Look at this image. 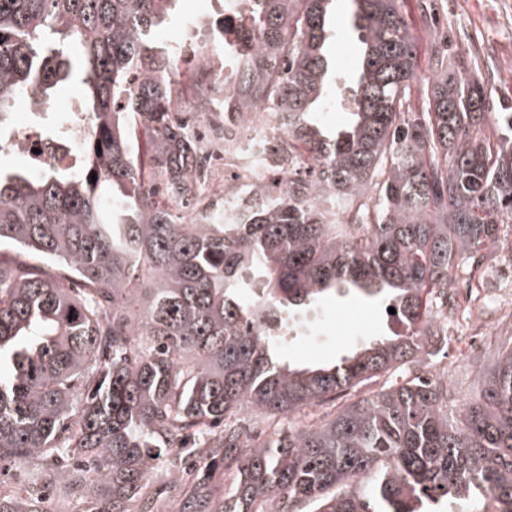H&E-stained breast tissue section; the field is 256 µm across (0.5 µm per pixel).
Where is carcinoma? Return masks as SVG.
<instances>
[{
	"mask_svg": "<svg viewBox=\"0 0 512 512\" xmlns=\"http://www.w3.org/2000/svg\"><path fill=\"white\" fill-rule=\"evenodd\" d=\"M176 0H0V116L58 85L85 86L93 138L71 166L0 167V246L62 261L48 275L0 251V468L40 462L0 512L92 492L95 512H158L151 477L207 460L173 512H512V347L475 360L474 394L408 371L318 425L261 443L230 421L293 415L421 362L455 271L512 224V113L482 133L484 84L417 54L398 0H352L363 45L341 85L328 53L334 0H251L234 39L206 43L245 112H286L259 202L192 223L202 161L156 28ZM347 106L336 130L321 119ZM96 181H91V175ZM336 293L380 300L402 334L296 366L276 327ZM223 435L214 448L207 436ZM233 480L213 500L217 459Z\"/></svg>",
	"mask_w": 512,
	"mask_h": 512,
	"instance_id": "cac0c4a2",
	"label": "carcinoma"
}]
</instances>
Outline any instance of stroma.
<instances>
[{"label":"stroma","instance_id":"stroma-1","mask_svg":"<svg viewBox=\"0 0 512 512\" xmlns=\"http://www.w3.org/2000/svg\"><path fill=\"white\" fill-rule=\"evenodd\" d=\"M416 46L418 73L428 76L436 51L447 50L450 74L480 79L487 91L490 110L484 123L486 132L497 130L501 115L512 112V0H399ZM347 0H339L331 55L340 78H352L360 53L358 34L348 16ZM224 26L222 0H179L175 13L156 33L157 40L196 43L200 35H210ZM293 329L284 354L291 362L312 364L331 361L359 346L365 337L401 331V324L388 318L383 307L341 299L295 314ZM472 331L463 317L451 324L448 345L438 355L421 364L428 374L447 369L448 382L460 397H468L476 377L463 352ZM351 391H344L314 408L293 416L271 419L254 411L240 413L246 432L267 439L274 432H287L289 426L312 424L325 419L350 402Z\"/></svg>","mask_w":512,"mask_h":512}]
</instances>
